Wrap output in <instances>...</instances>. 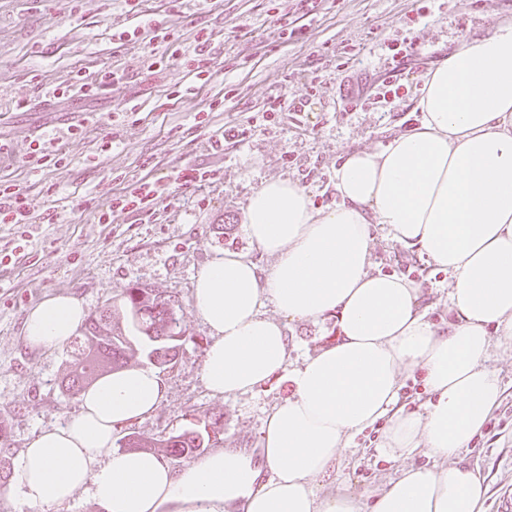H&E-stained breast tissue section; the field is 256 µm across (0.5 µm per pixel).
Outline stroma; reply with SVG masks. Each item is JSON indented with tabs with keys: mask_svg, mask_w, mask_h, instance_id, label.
<instances>
[{
	"mask_svg": "<svg viewBox=\"0 0 512 512\" xmlns=\"http://www.w3.org/2000/svg\"><path fill=\"white\" fill-rule=\"evenodd\" d=\"M279 2L0 0V139L8 145L0 179L27 199L26 223L0 224V424L9 457L78 409L77 396L61 389L72 370L65 350L26 344L28 311L57 294L77 297L90 313L113 307L135 351L130 363L140 366L144 339L122 306L135 285L173 299L186 332L175 364L159 372L165 401L122 434L156 442L205 430L210 447L258 451L266 416L291 396V383L282 372L252 392L210 394L201 368L211 336L193 308L195 274L223 249L270 266L242 226V207L261 182L287 177L306 188L315 208L336 205L341 156L409 132L425 75L464 36L512 17V0H315L313 15L284 40L274 19ZM203 30L211 35L213 77L201 90L189 57ZM405 35L418 50L391 66L387 47ZM148 53L166 58V66L147 70ZM341 62L361 95L394 76L399 98L344 106ZM107 66L124 73L112 90L92 101H50L76 74L91 79ZM202 110L208 116L200 125ZM48 136L61 161L40 168L33 143ZM186 167L214 169L218 179L171 184V173ZM146 175L167 188L155 223L120 210L100 223L112 194ZM372 235V272L406 277L420 288L431 322L454 321L447 271L392 241L385 225H373ZM286 333L289 369L339 338L332 317L287 323ZM487 364L501 379V400L460 457L484 479L483 512H499L502 498L512 497V346L492 343ZM385 427L378 422L354 438L331 473L337 489L372 497L402 463L428 464L419 452L403 461L377 451Z\"/></svg>",
	"mask_w": 512,
	"mask_h": 512,
	"instance_id": "1",
	"label": "stroma"
}]
</instances>
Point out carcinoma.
<instances>
[{
  "instance_id": "carcinoma-1",
  "label": "carcinoma",
  "mask_w": 512,
  "mask_h": 512,
  "mask_svg": "<svg viewBox=\"0 0 512 512\" xmlns=\"http://www.w3.org/2000/svg\"><path fill=\"white\" fill-rule=\"evenodd\" d=\"M123 301L131 311L139 332L150 342L148 359L160 368L174 363L179 352L177 339L185 333L184 315L174 301L147 288L126 289ZM128 351V342L123 334L114 332L112 310H100L69 345L68 356L72 358L75 370L65 381V389L76 394L95 380L101 370L125 368ZM119 444L128 450L161 448L167 457L175 460L187 458L207 447L204 436L192 430H185L159 443L128 434Z\"/></svg>"
}]
</instances>
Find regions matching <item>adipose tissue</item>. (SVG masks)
<instances>
[{
  "mask_svg": "<svg viewBox=\"0 0 512 512\" xmlns=\"http://www.w3.org/2000/svg\"><path fill=\"white\" fill-rule=\"evenodd\" d=\"M418 110L412 132L342 157L335 207L314 209L291 179L263 181L243 224L272 265L262 271L227 250L194 279V309L211 335L208 391L230 397L290 373L294 393L267 416L258 454L217 448L176 468L115 449L117 429L165 399L160 376L135 366L98 378L77 413L20 450L8 496L31 512H67L81 494L105 512H482L484 479L457 457L502 394L486 364L491 343H512V18L463 38L425 79ZM374 224L448 270L456 320L447 330L404 277L371 272ZM268 305L277 318L264 314ZM329 314L340 340L288 369L284 319ZM85 318L78 299L46 297L25 318V340L63 348ZM416 371L431 396L423 415L399 404L402 374ZM383 418L384 449L422 451L434 466L403 469L370 503L316 495L313 480Z\"/></svg>",
  "mask_w": 512,
  "mask_h": 512,
  "instance_id": "ef3b65f1",
  "label": "adipose tissue"
}]
</instances>
